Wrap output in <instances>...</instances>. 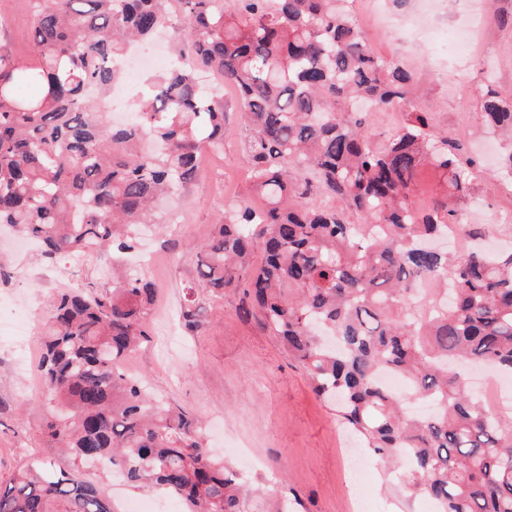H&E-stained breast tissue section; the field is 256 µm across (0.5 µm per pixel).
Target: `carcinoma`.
<instances>
[{"mask_svg": "<svg viewBox=\"0 0 512 512\" xmlns=\"http://www.w3.org/2000/svg\"><path fill=\"white\" fill-rule=\"evenodd\" d=\"M38 60L0 52V224L35 238L47 263L75 252H133L156 203L199 170V134L224 147L236 95L253 194L227 204L193 247L197 277L181 319L194 331L224 290L338 402L352 434L437 512H512V417L470 396L456 363L512 372V252L463 258L424 244L460 223L476 176L431 113L408 112L385 140L366 103L409 104L414 78L368 46L344 0H32ZM181 61L147 78L134 117L101 100L121 77L112 58L157 32ZM481 116L512 135V101L489 89ZM440 191L414 209L424 164ZM260 241L264 262L250 250ZM152 283L61 289L43 320L48 436L79 463L161 489L187 512H247L250 489L204 445L199 421L151 396L125 364L150 336ZM432 405L411 416L382 375ZM0 512H112L91 482L34 464L0 483Z\"/></svg>", "mask_w": 512, "mask_h": 512, "instance_id": "carcinoma-1", "label": "carcinoma"}]
</instances>
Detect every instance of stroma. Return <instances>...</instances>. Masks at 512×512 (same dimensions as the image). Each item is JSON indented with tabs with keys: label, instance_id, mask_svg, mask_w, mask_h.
Here are the masks:
<instances>
[{
	"label": "stroma",
	"instance_id": "stroma-1",
	"mask_svg": "<svg viewBox=\"0 0 512 512\" xmlns=\"http://www.w3.org/2000/svg\"><path fill=\"white\" fill-rule=\"evenodd\" d=\"M388 12L385 30H366L367 42L386 60L412 71L415 105L430 112L435 128L481 165L473 182L480 204L466 210L461 222L492 229L497 215H512V174L497 170L507 145L482 124L479 105L489 87L512 100V0H497L477 12L467 0H440L428 19L417 15L414 0L389 5ZM30 24L29 0H0V50L31 60ZM463 29L476 35L478 49H446V41ZM251 192L240 153L210 152L198 180L163 205L157 232L146 235L142 250L155 253L153 269L131 260L115 267L92 255H73L54 264L55 278L47 282L40 276L45 264L38 254L4 249L0 258L14 277L0 293L19 296L40 315L48 296L68 286V270L77 267L96 286L111 285L116 273L142 276L153 283L158 307H179L182 289L195 274L187 246L211 236L225 201ZM241 300V291L225 292L223 303L193 333L180 327L171 332L151 320L152 339L133 355L128 369L155 395L211 423L206 443L213 454L237 463L245 480L266 490L251 503L252 512H347L349 498L359 496L369 500L372 512H432L428 499L407 497L370 451L361 453L367 464L363 475L351 476L340 451L356 448V440L332 406L313 395L303 367L260 317L240 313ZM38 381L37 350L19 356L14 337L1 330V482L36 456L73 467L46 434L50 405ZM88 477L114 512H125L134 499L149 501L156 512H183L176 498L132 488L111 471L93 470Z\"/></svg>",
	"mask_w": 512,
	"mask_h": 512
}]
</instances>
